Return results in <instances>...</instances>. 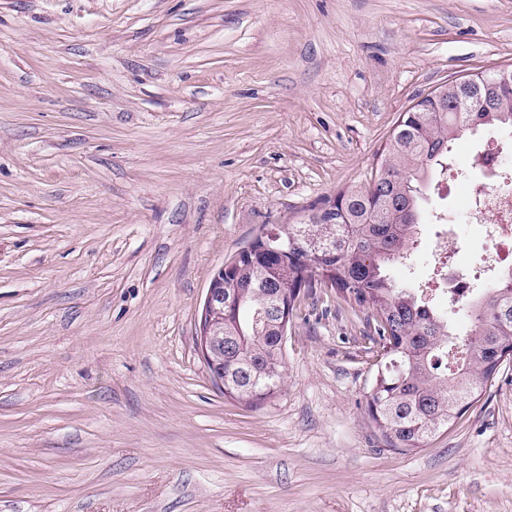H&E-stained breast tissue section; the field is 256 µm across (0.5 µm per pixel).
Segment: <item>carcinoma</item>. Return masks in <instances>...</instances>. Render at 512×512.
Masks as SVG:
<instances>
[{
    "label": "carcinoma",
    "mask_w": 512,
    "mask_h": 512,
    "mask_svg": "<svg viewBox=\"0 0 512 512\" xmlns=\"http://www.w3.org/2000/svg\"><path fill=\"white\" fill-rule=\"evenodd\" d=\"M472 89L467 75L442 86L444 96L401 115L384 148L373 192L352 186L336 193V217L305 214L278 224L288 253L243 260L224 280V299L237 304L230 319L213 322L224 338L214 361L224 368V395L257 406L280 392L282 336L273 305L297 285L310 296L329 284L351 305L371 311L367 339L385 350L366 396V412L385 442L414 451L449 429L486 391L512 344V273L476 299L455 303L470 328L456 332L449 318L398 286L387 268L408 259L420 224L422 187L448 161L450 144L465 131H512V91L497 94L496 72Z\"/></svg>",
    "instance_id": "obj_1"
}]
</instances>
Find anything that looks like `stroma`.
I'll return each mask as SVG.
<instances>
[{"instance_id":"35a3bbf8","label":"stroma","mask_w":512,"mask_h":512,"mask_svg":"<svg viewBox=\"0 0 512 512\" xmlns=\"http://www.w3.org/2000/svg\"><path fill=\"white\" fill-rule=\"evenodd\" d=\"M512 67V0H0V512H512V360L422 448L366 415L367 310L301 297L284 383L225 396L197 347L215 270L370 182L400 115ZM424 188L396 283L485 248Z\"/></svg>"}]
</instances>
